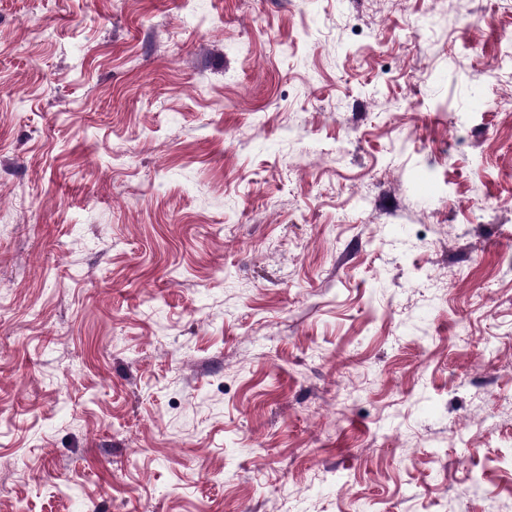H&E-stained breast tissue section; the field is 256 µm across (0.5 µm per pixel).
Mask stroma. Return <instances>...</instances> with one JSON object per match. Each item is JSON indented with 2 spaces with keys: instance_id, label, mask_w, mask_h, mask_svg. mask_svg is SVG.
Segmentation results:
<instances>
[{
  "instance_id": "stroma-1",
  "label": "stroma",
  "mask_w": 512,
  "mask_h": 512,
  "mask_svg": "<svg viewBox=\"0 0 512 512\" xmlns=\"http://www.w3.org/2000/svg\"><path fill=\"white\" fill-rule=\"evenodd\" d=\"M509 28L0 0V512H512Z\"/></svg>"
}]
</instances>
